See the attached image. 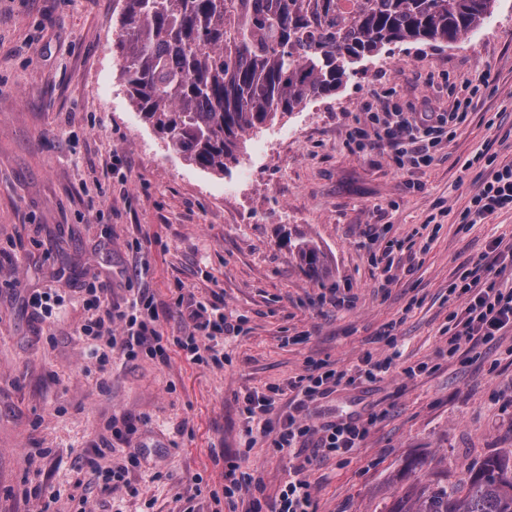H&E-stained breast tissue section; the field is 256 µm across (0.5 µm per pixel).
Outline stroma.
<instances>
[{
    "label": "stroma",
    "mask_w": 512,
    "mask_h": 512,
    "mask_svg": "<svg viewBox=\"0 0 512 512\" xmlns=\"http://www.w3.org/2000/svg\"><path fill=\"white\" fill-rule=\"evenodd\" d=\"M120 12L117 0H0V512H37L26 487L58 493V512H211L208 492L224 486L216 449L271 501L298 460L249 436L240 407L312 361L353 381L309 404L311 425L373 421L355 453L308 465L315 512H390L512 456V332L453 359L442 334L463 265L512 241L510 210L461 221L479 188L465 163L512 160V0L457 43L390 44L361 60L335 94L247 133L221 173L168 149L131 103L112 51ZM485 69L477 108L430 166L401 169L350 143L364 100L443 112ZM393 240L403 248L386 271L374 258ZM302 242L319 247V276L296 259ZM95 276L116 302L148 289L166 335L188 330L180 297L223 307L244 331L226 337L220 368L174 349L164 363L114 358L99 375L76 333ZM43 288L64 298L50 323L29 302ZM394 349L385 375L363 378L365 357ZM113 417L138 427L136 498L86 466Z\"/></svg>",
    "instance_id": "35a3bbf8"
}]
</instances>
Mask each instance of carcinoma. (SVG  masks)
Masks as SVG:
<instances>
[{
  "instance_id": "cac0c4a2",
  "label": "carcinoma",
  "mask_w": 512,
  "mask_h": 512,
  "mask_svg": "<svg viewBox=\"0 0 512 512\" xmlns=\"http://www.w3.org/2000/svg\"><path fill=\"white\" fill-rule=\"evenodd\" d=\"M495 2L122 0L116 49L130 98L167 146L222 172L243 134L336 91L350 65L390 44L455 43ZM296 255L322 271L316 245L302 244ZM389 512H512V471L488 457Z\"/></svg>"
}]
</instances>
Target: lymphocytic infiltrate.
<instances>
[{
    "label": "lymphocytic infiltrate",
    "mask_w": 512,
    "mask_h": 512,
    "mask_svg": "<svg viewBox=\"0 0 512 512\" xmlns=\"http://www.w3.org/2000/svg\"><path fill=\"white\" fill-rule=\"evenodd\" d=\"M490 71H483L477 83L457 91L448 111L425 115L405 111L397 106H376L366 101L363 108L366 122L352 125L349 139L358 147H379L388 151L398 167L418 168L432 164L442 144L450 142L455 129L462 124L475 106L480 85L489 83ZM486 173L478 191L462 217L463 223L480 224L505 210H512V161L497 162L495 156L485 160ZM481 260H473L464 269L449 291L461 304L448 316L444 328L448 336L449 357L459 355L462 347L476 348L492 343L504 330H512V286L500 275H480ZM109 284L97 279L90 283L86 304L92 317L79 327L80 335L94 340L93 356L97 369L108 373L113 354L135 360L146 356L166 362L171 347H178L188 361L196 365L220 367L224 364V337L240 334L241 325L229 324L223 311L213 303L194 302L187 318L191 325L188 334L173 338L164 336L158 323L154 301L145 291L118 304L108 297ZM120 324L121 335H114L113 324ZM346 373L326 364H314L305 375L289 383L287 388L273 387L264 396H250L242 409L246 418L256 412L271 413L283 392H291V413L277 430L272 445L276 448H305L307 441H314L315 450L324 456H344L361 448L370 424L364 420L330 422L315 427L308 424L303 413L308 403L323 397L340 385ZM111 438L103 439L87 459V466L103 485L123 483L129 470L137 467L136 452L125 453L121 463H113L114 444L128 443L136 432L130 421L108 423ZM245 512H314L310 483L294 476L280 490L274 501L265 503L251 497Z\"/></svg>",
    "instance_id": "lymphocytic-infiltrate-1"
}]
</instances>
